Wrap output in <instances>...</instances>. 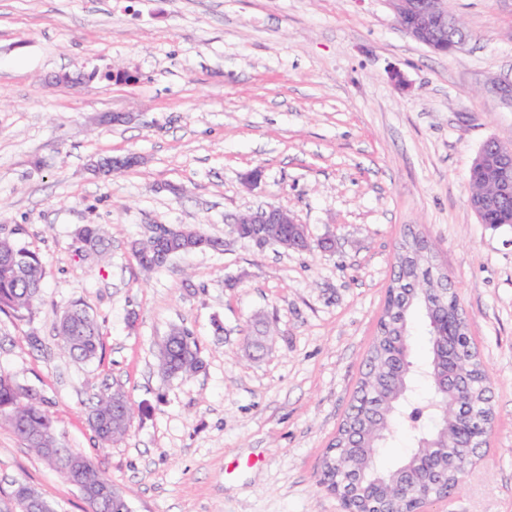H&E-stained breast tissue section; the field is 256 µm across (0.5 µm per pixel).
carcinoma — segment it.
I'll list each match as a JSON object with an SVG mask.
<instances>
[{
  "instance_id": "cac0c4a2",
  "label": "carcinoma",
  "mask_w": 512,
  "mask_h": 512,
  "mask_svg": "<svg viewBox=\"0 0 512 512\" xmlns=\"http://www.w3.org/2000/svg\"><path fill=\"white\" fill-rule=\"evenodd\" d=\"M479 166L480 162L473 160L469 191L492 200L478 219L493 227L512 224V193L494 197L493 180L479 176ZM77 238L87 250L102 251L104 237L98 226L81 227ZM431 258L423 232L406 227L391 279L395 296L385 300L353 404L322 455L321 467L362 512H388L395 506L399 489L416 502L439 500L446 487L461 486L476 455L475 448L457 436L458 427L471 422L492 431L489 370L476 352L458 295L448 276L434 270ZM44 280L45 267L35 253L0 237L1 314L20 316L31 311L41 297ZM448 313L456 317L455 335L445 339L427 329L424 353L413 359L415 321L429 325ZM57 337L71 357L83 362L97 358L101 349L100 325L83 303H75L63 313ZM450 365L457 367V373L447 383L445 373ZM158 368L171 377H187L202 370L203 361L190 330H171L159 351ZM421 386L427 388L421 415L442 418L446 408L459 404L467 416L413 434L412 447L404 458L392 467H382L377 461L379 449L395 439L408 408L406 396ZM43 404V396L0 371V422L62 480L104 491L105 512L123 508L121 500H112L116 492L112 480L90 459L62 443ZM131 415L124 392H104L91 407L88 424L99 443L110 445L124 438ZM13 497L18 512H54L26 483L15 484Z\"/></svg>"
}]
</instances>
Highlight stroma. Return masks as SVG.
Here are the masks:
<instances>
[{
    "label": "stroma",
    "mask_w": 512,
    "mask_h": 512,
    "mask_svg": "<svg viewBox=\"0 0 512 512\" xmlns=\"http://www.w3.org/2000/svg\"><path fill=\"white\" fill-rule=\"evenodd\" d=\"M448 7L468 37L442 55L387 0H0V237L46 270L32 312L0 314V370L45 398L64 443L131 512H341L315 474L409 225L452 280L493 377L489 442L429 510L512 512V227L479 223L467 183L487 138L512 143V107L495 90L512 80V0ZM65 71L89 78L52 85ZM104 112L129 120L95 125ZM127 153L142 164L107 178L89 169ZM269 204L306 227L308 250L231 235V217ZM87 224L104 230L103 254L78 241ZM157 224L200 228L224 248L144 271L132 246ZM325 238L332 251L318 248ZM78 300L103 333L86 363L56 339ZM176 326L204 362L187 379L157 366ZM117 389L133 417L104 446L88 412ZM17 481L55 512L88 510L3 425L0 512H16Z\"/></svg>",
    "instance_id": "35a3bbf8"
}]
</instances>
